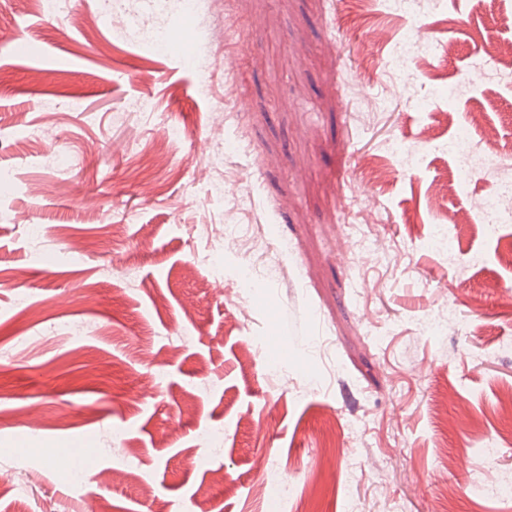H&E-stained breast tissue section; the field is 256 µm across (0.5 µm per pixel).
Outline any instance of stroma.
<instances>
[{
	"label": "stroma",
	"mask_w": 512,
	"mask_h": 512,
	"mask_svg": "<svg viewBox=\"0 0 512 512\" xmlns=\"http://www.w3.org/2000/svg\"><path fill=\"white\" fill-rule=\"evenodd\" d=\"M148 2L122 6L167 29L170 50L96 0H70L83 24L66 40L37 0H0L18 34L0 45L14 176L0 185V512H512L466 491L488 436L512 480L498 412L512 352L497 349L512 339V223L493 238L452 223L496 182L449 191L440 148L480 139L469 116L483 113L512 173V79L494 75L512 0H420L439 50L398 84L407 20L378 0H192L185 43L181 0ZM390 139L420 166H397ZM53 149L67 166L44 164ZM219 178L231 192L211 193ZM439 223L455 261L429 246ZM220 224L287 278L240 297L247 257ZM357 227L384 251L359 256ZM451 309L454 328L418 333ZM76 452L79 496L65 485ZM269 463L294 483L289 503L264 488Z\"/></svg>",
	"instance_id": "1"
}]
</instances>
